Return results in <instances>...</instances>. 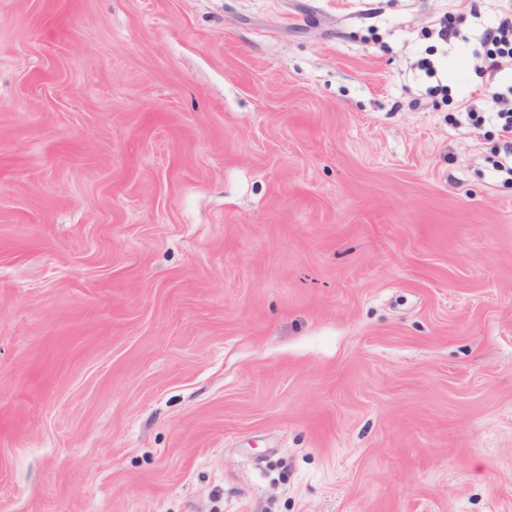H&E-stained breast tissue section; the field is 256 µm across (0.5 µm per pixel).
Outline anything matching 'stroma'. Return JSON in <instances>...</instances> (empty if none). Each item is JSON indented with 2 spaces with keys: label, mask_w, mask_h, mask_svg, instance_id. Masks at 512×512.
I'll use <instances>...</instances> for the list:
<instances>
[{
  "label": "stroma",
  "mask_w": 512,
  "mask_h": 512,
  "mask_svg": "<svg viewBox=\"0 0 512 512\" xmlns=\"http://www.w3.org/2000/svg\"><path fill=\"white\" fill-rule=\"evenodd\" d=\"M501 8L0 0V512H512ZM492 45L494 48L484 49V52H473V58L480 61L475 68L480 71L488 70L490 74L512 71V10L511 4L506 6L496 22L487 25L481 34V46ZM509 45L511 47H509Z\"/></svg>",
  "instance_id": "1"
}]
</instances>
